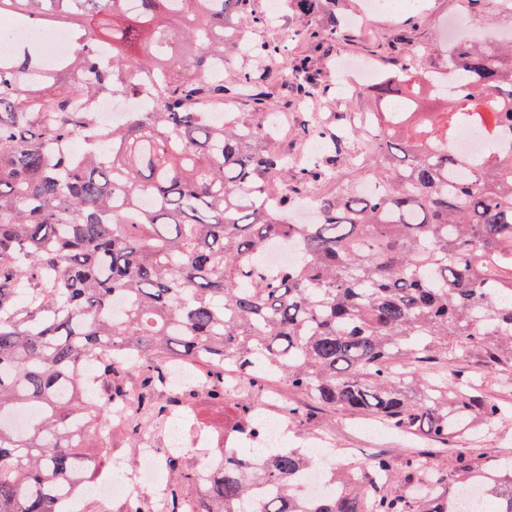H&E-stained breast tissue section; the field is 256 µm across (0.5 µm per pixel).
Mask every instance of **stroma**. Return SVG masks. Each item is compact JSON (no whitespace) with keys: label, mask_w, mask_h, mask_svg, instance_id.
Segmentation results:
<instances>
[{"label":"stroma","mask_w":512,"mask_h":512,"mask_svg":"<svg viewBox=\"0 0 512 512\" xmlns=\"http://www.w3.org/2000/svg\"><path fill=\"white\" fill-rule=\"evenodd\" d=\"M365 0H333L331 6L312 12L299 9L279 11L276 20L263 28L249 27L242 36L246 43L260 39L286 43L289 56L307 57L310 67L328 87L314 114L320 123L326 124L336 117V102L344 91L337 80L336 64L340 61H358L378 67L385 64L392 52V39L402 30L408 31L412 44L417 48L443 44L444 26L448 17L458 13L463 0H423L421 7L413 8L405 0H398L394 11L382 15L365 30H353L350 22L360 12ZM337 28L335 38L322 42L292 40L293 32L307 29ZM190 419L178 422L182 440V463L188 468H200L207 462L223 437L226 427L232 426L238 414L232 403H215L207 395L200 394L191 402ZM360 416L342 411H318L317 420L309 425L290 423L282 439L288 448H308L318 436H325L338 459L363 465L376 454L387 451L400 453L406 448L404 439L389 435L383 441H371L361 433ZM483 420L473 422L472 429L455 439L454 447L463 449L472 467L491 469L498 460L512 458V421L497 424L488 434H481ZM150 439L158 456H166L167 445L156 429L148 423L139 430L119 428L105 437L104 452L95 471V479L86 494L80 497L77 512H126L123 499H102L99 485L117 479L119 474L131 473L134 464L132 444L138 439Z\"/></svg>","instance_id":"stroma-1"}]
</instances>
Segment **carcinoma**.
I'll return each instance as SVG.
<instances>
[{"label": "carcinoma", "instance_id": "cac0c4a2", "mask_svg": "<svg viewBox=\"0 0 512 512\" xmlns=\"http://www.w3.org/2000/svg\"><path fill=\"white\" fill-rule=\"evenodd\" d=\"M72 33L75 51L38 82L35 42L0 40V512H72L91 483L109 409L131 410L120 375L142 374L137 417L189 413L204 393L235 397L239 439L257 442L259 375L273 373L322 408L342 410L429 447L395 459L379 453L317 495L293 487L320 459L299 448L218 449L201 470L166 458L173 479L164 512H242L255 486L276 490L251 512H512V460L470 474L430 463L473 417L512 407L475 398L474 377L448 379V359L482 351L512 374V45L471 43L448 62L466 86L431 96L416 81L405 35L398 59L371 90L380 124L304 121L301 143L325 136L326 153L265 147L276 104L270 79L315 105L321 83L307 61L283 62L285 45L250 48L255 78L203 80L237 46V29L263 25L250 0H0V16ZM112 46L111 65L87 49ZM163 83L144 111L104 128L92 101L143 92L140 72ZM82 74L92 84L81 85ZM242 96L251 112L211 121L198 102ZM483 128L494 147L465 158L448 150L460 125ZM81 139V151L54 149ZM378 188L363 193L357 182ZM297 244V262L264 276L256 257ZM201 380L156 406L169 363ZM401 364L412 376L399 377ZM250 392L224 389L225 369ZM107 389L100 403L92 385Z\"/></svg>", "mask_w": 512, "mask_h": 512}]
</instances>
